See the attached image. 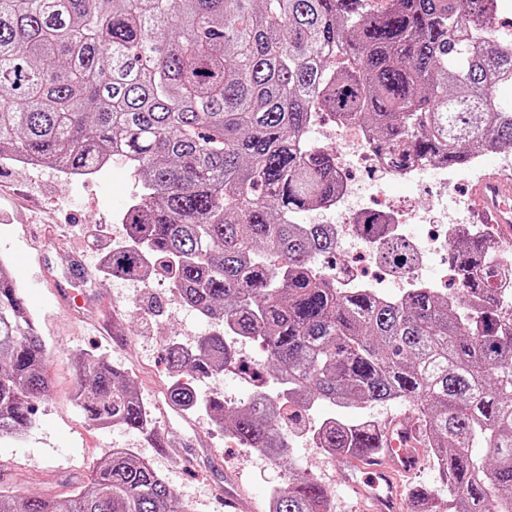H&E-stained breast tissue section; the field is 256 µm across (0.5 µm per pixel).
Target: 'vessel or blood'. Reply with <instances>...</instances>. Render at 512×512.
Masks as SVG:
<instances>
[{"instance_id":"b4317fda","label":"vessel or blood","mask_w":512,"mask_h":512,"mask_svg":"<svg viewBox=\"0 0 512 512\" xmlns=\"http://www.w3.org/2000/svg\"><path fill=\"white\" fill-rule=\"evenodd\" d=\"M478 202L477 223L493 226L504 245L512 244V179L490 174L473 188ZM419 425L394 422L379 436L383 456L364 462L337 465L339 485L362 494L371 503V512H402L400 477L414 471L424 459Z\"/></svg>"}]
</instances>
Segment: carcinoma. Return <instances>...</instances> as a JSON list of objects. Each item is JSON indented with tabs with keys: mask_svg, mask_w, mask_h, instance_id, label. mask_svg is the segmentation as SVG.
<instances>
[{
	"mask_svg": "<svg viewBox=\"0 0 512 512\" xmlns=\"http://www.w3.org/2000/svg\"><path fill=\"white\" fill-rule=\"evenodd\" d=\"M503 0H0V157L20 155L101 175L123 158L141 194L123 213L125 245L101 266L156 274L223 330L170 369L202 381L235 362L233 341L265 347L280 397L238 408L176 385L170 401L204 409L243 448L280 459L281 423L325 401L353 413L314 430L338 458L379 451L360 410L401 400L419 411L422 442L448 484L451 512H512V292L507 262L475 231L448 262L462 313L427 284L393 299L344 291L318 263L336 249L303 213L336 200L331 154L307 131L322 114L357 121L395 166L468 167L481 149L512 148V48L495 36ZM379 262L401 276L411 240L385 216L356 221ZM46 347L0 262V439L32 424L48 388ZM75 398L94 426L155 437L123 369L96 356L76 366ZM424 512H443L426 488ZM325 488L288 469L273 512H326ZM0 512H185L163 478L128 449L112 451L74 488L22 502L0 489Z\"/></svg>",
	"mask_w": 512,
	"mask_h": 512,
	"instance_id": "cac0c4a2",
	"label": "carcinoma"
}]
</instances>
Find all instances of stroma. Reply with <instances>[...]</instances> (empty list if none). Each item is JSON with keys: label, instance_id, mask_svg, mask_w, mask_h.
Instances as JSON below:
<instances>
[{"label": "stroma", "instance_id": "obj_1", "mask_svg": "<svg viewBox=\"0 0 512 512\" xmlns=\"http://www.w3.org/2000/svg\"><path fill=\"white\" fill-rule=\"evenodd\" d=\"M140 191L133 171L119 160L81 182L50 168L0 162V257L11 263L37 322L49 376L47 394L34 401L31 426L20 437L0 439V487L22 499H65L113 449L129 448L165 479L186 512H227L228 496L239 501L242 512H268L288 466L326 487L332 512H360L358 497L337 484L329 456L313 441V431L334 414L328 403L307 411L303 429H289L279 463L226 439L206 412H186L171 403L172 385L191 377L172 374L168 345L195 344L218 326L185 309L163 279L149 288H125L100 273L120 217ZM75 282L81 283L83 297L73 306L66 289ZM88 354L118 365L130 377L166 449L122 426L90 424L74 400L75 363ZM238 354L241 367L213 372L198 390L238 403L259 386L279 392L276 381L261 373L265 353L258 343L239 345Z\"/></svg>", "mask_w": 512, "mask_h": 512}]
</instances>
